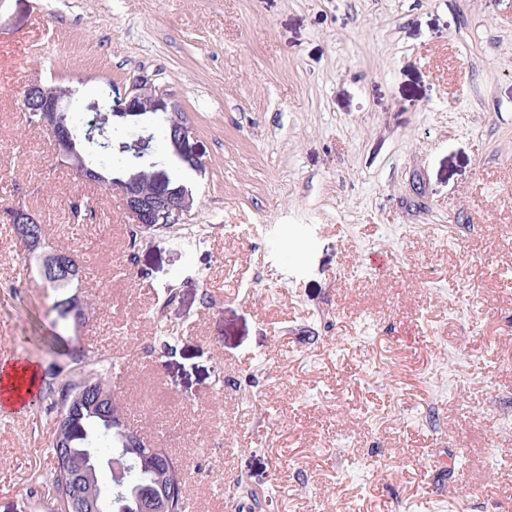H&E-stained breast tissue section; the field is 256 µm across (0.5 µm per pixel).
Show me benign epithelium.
I'll return each instance as SVG.
<instances>
[{
	"instance_id": "obj_1",
	"label": "benign epithelium",
	"mask_w": 512,
	"mask_h": 512,
	"mask_svg": "<svg viewBox=\"0 0 512 512\" xmlns=\"http://www.w3.org/2000/svg\"><path fill=\"white\" fill-rule=\"evenodd\" d=\"M71 95L72 91L67 88H49L44 82L36 79L26 89L25 102L33 104V111L39 114L37 127L46 131L52 138L57 158L66 161L80 179L89 183H100V165L87 162L79 155L72 129L62 119V113L69 111L65 99ZM116 110L135 115L159 111L165 113V124L171 129L169 144L182 158L191 163L195 162L189 150L191 127L180 106L159 93L152 79L145 75L139 76L132 81L122 98L114 102L109 95L102 105L95 107L94 118L85 129V140L89 146L101 147L107 151L112 149V138L107 128V113ZM108 187L122 196L127 212L135 224L144 231L155 224H182L193 208L194 199L189 190L185 187L167 188V180L160 169L152 171L146 178L113 180L109 182ZM8 217L9 223L19 225L20 244L25 251L42 250V273L62 279L74 276L76 267L71 263L69 255L55 249H45L43 236L39 232V220L31 211L13 207ZM76 407H85L103 419L110 417L109 406L91 395L76 404ZM105 468L111 474L112 488L120 489L126 485L130 465L122 455L106 458L96 452L89 453L80 463L77 476L82 483L94 484L98 472Z\"/></svg>"
}]
</instances>
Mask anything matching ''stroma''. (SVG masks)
I'll return each mask as SVG.
<instances>
[{"label":"stroma","instance_id":"obj_1","mask_svg":"<svg viewBox=\"0 0 512 512\" xmlns=\"http://www.w3.org/2000/svg\"><path fill=\"white\" fill-rule=\"evenodd\" d=\"M140 75L180 105L186 231L24 119L74 124ZM113 177L170 166L163 113L110 118ZM92 211L74 224L69 204ZM25 205L89 272L73 344L125 357V421L190 461L195 512H512V0H0V361H55L56 296L5 234ZM54 433L0 414V512H47ZM49 87L60 85L47 84ZM41 80H34L26 89L25 102L29 106L33 104L32 112H25L26 122L30 126H36V114H39L37 127L46 131L55 146V154L60 161L66 164L76 175L89 183H101L102 175L99 172L100 165L92 161L86 162L76 149V141L70 129L62 119V113L70 112L69 105L64 101L73 94L67 88H49Z\"/></svg>","mask_w":512,"mask_h":512}]
</instances>
